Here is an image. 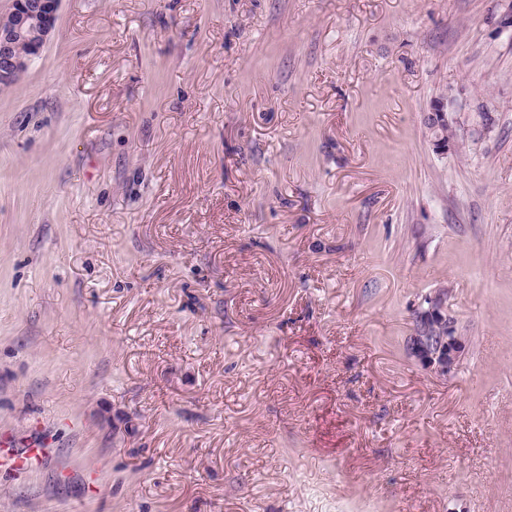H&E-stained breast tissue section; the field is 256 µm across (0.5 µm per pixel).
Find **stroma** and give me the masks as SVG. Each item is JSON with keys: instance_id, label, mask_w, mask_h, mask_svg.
Returning <instances> with one entry per match:
<instances>
[{"instance_id": "obj_1", "label": "stroma", "mask_w": 512, "mask_h": 512, "mask_svg": "<svg viewBox=\"0 0 512 512\" xmlns=\"http://www.w3.org/2000/svg\"><path fill=\"white\" fill-rule=\"evenodd\" d=\"M511 6L62 0L0 89V512H512ZM423 119L424 123L430 127V130H428L430 139L432 138L431 132L435 133L432 140L434 148L440 152L448 151L452 143L445 139V129L448 127L455 128L458 119L448 115V110L441 101H435L431 112H426ZM446 298L437 291L425 300L426 306L415 312L410 345L412 357L442 375H448L464 347L463 337L456 335L448 318ZM432 331L440 336L432 335Z\"/></svg>"}]
</instances>
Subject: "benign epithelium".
Masks as SVG:
<instances>
[{"mask_svg": "<svg viewBox=\"0 0 512 512\" xmlns=\"http://www.w3.org/2000/svg\"><path fill=\"white\" fill-rule=\"evenodd\" d=\"M61 0H12L10 11L0 16V85L15 83L29 64L39 57L55 30ZM424 123L435 133L433 146L448 151L451 142L445 129L455 127L458 119L448 115L444 103L436 101L424 114ZM426 306L415 312L414 336L410 354L422 366L446 375L464 347L450 318L446 295L436 292L425 300Z\"/></svg>", "mask_w": 512, "mask_h": 512, "instance_id": "1", "label": "benign epithelium"}]
</instances>
